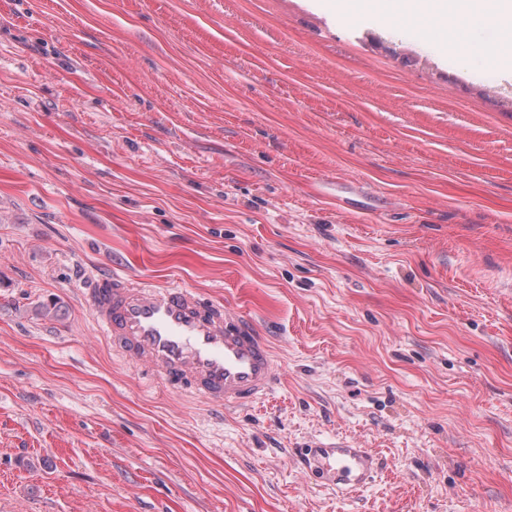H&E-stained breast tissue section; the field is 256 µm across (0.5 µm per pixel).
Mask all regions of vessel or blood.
<instances>
[{
    "label": "vessel or blood",
    "mask_w": 512,
    "mask_h": 512,
    "mask_svg": "<svg viewBox=\"0 0 512 512\" xmlns=\"http://www.w3.org/2000/svg\"><path fill=\"white\" fill-rule=\"evenodd\" d=\"M98 332L170 391L220 407H244L280 378L269 341L245 313L178 283H133L112 271L85 290ZM302 468L346 492L366 488L379 470L365 448H303Z\"/></svg>",
    "instance_id": "b4317fda"
}]
</instances>
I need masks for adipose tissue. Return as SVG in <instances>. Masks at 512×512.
<instances>
[{"instance_id": "adipose-tissue-1", "label": "adipose tissue", "mask_w": 512, "mask_h": 512, "mask_svg": "<svg viewBox=\"0 0 512 512\" xmlns=\"http://www.w3.org/2000/svg\"><path fill=\"white\" fill-rule=\"evenodd\" d=\"M347 18L412 26L443 50L476 55L483 66L512 71V0H323Z\"/></svg>"}]
</instances>
